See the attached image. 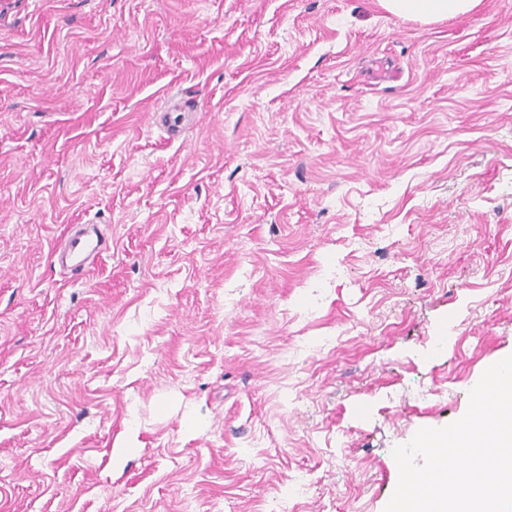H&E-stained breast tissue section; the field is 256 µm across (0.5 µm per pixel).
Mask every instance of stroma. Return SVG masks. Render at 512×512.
Wrapping results in <instances>:
<instances>
[{"label": "stroma", "instance_id": "stroma-1", "mask_svg": "<svg viewBox=\"0 0 512 512\" xmlns=\"http://www.w3.org/2000/svg\"><path fill=\"white\" fill-rule=\"evenodd\" d=\"M508 355L512 0H0V512H384ZM480 0H381L382 6L391 14L433 22L468 15ZM102 237L99 236L96 238V240H91L84 238V235L81 233V231L77 230L71 234L67 240L69 251L83 256V258L75 264L74 269H72L75 274L84 271L85 267H87L91 262L95 260L96 257H98L102 250ZM90 257H92L91 262H87V259Z\"/></svg>", "mask_w": 512, "mask_h": 512}]
</instances>
